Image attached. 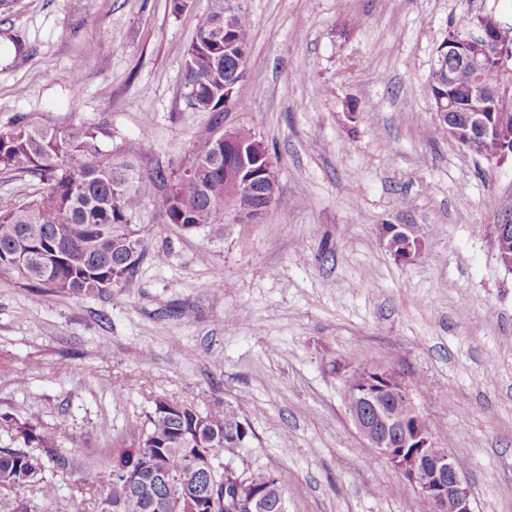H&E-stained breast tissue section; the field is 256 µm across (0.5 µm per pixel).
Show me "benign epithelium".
I'll return each mask as SVG.
<instances>
[{
    "instance_id": "benign-epithelium-1",
    "label": "benign epithelium",
    "mask_w": 512,
    "mask_h": 512,
    "mask_svg": "<svg viewBox=\"0 0 512 512\" xmlns=\"http://www.w3.org/2000/svg\"><path fill=\"white\" fill-rule=\"evenodd\" d=\"M478 34L453 27L438 45L434 66L446 67L453 61L471 73L470 80L457 94L455 72L448 70V90L429 85L436 117L448 137L471 149L478 142L500 139L501 127L512 118V98L496 74L507 70L512 60V43L505 40L501 21L493 14L480 16ZM224 59L245 64V55L231 41L224 42ZM224 170L236 174L235 190L259 195L271 203L275 186L256 174L254 154L238 147L231 130L224 131ZM385 237L394 258L403 264L415 261L423 250V240L412 224H388ZM497 259L512 270V226L497 228ZM352 400L350 413L368 446L375 449L413 489L429 512H474L472 494L465 471L456 457L437 446L430 428L419 426L422 411L412 399L399 374L392 369L359 367L348 381ZM237 486L238 506L244 512H267L271 498L242 481L238 469L224 465V485Z\"/></svg>"
}]
</instances>
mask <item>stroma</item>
Masks as SVG:
<instances>
[{
  "label": "stroma",
  "mask_w": 512,
  "mask_h": 512,
  "mask_svg": "<svg viewBox=\"0 0 512 512\" xmlns=\"http://www.w3.org/2000/svg\"><path fill=\"white\" fill-rule=\"evenodd\" d=\"M230 4L251 20V54L242 105L218 115L189 107L181 79L214 0L177 14L171 0H16L0 13V128L104 127V151L132 157L149 186L127 287L38 292L0 268V448L16 445L6 418H37L68 461L46 472L64 503L165 397L242 422L249 436L224 461L275 474L286 512H411V487L348 410L365 364L395 369L464 461L474 512H512V272L494 235L512 222V163L450 140L428 91L450 23L512 24V0ZM239 127L278 171L264 219L168 223L157 171ZM387 224L417 227L414 263L394 260Z\"/></svg>",
  "instance_id": "1"
}]
</instances>
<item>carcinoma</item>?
<instances>
[{
    "instance_id": "obj_1",
    "label": "carcinoma",
    "mask_w": 512,
    "mask_h": 512,
    "mask_svg": "<svg viewBox=\"0 0 512 512\" xmlns=\"http://www.w3.org/2000/svg\"><path fill=\"white\" fill-rule=\"evenodd\" d=\"M250 20L234 18V39L250 55ZM224 0L200 23L183 64L188 105L199 112L224 111ZM95 125L69 132L36 128L19 118L0 129V169L30 175L43 191L21 204L0 203V267L14 270L33 288L60 294H101L124 288L133 279L144 251V227L133 223L146 194L135 163L122 154H105ZM169 179L164 200L167 221L185 230L221 223L229 190L224 157L216 156L213 139L194 150L191 160ZM21 442L0 448V512H32L20 495L38 488L46 500H57L45 478L50 463L63 468L54 437L34 421L4 418ZM138 443L120 448L112 466L85 471L79 493L94 500L97 512H230L224 502L235 489L224 487V473L201 475L191 458L201 450L224 455V445L241 446L248 431L224 413L200 411L186 403L178 411L158 398L146 421L135 427ZM161 459L174 488L155 483L143 458Z\"/></svg>"
}]
</instances>
